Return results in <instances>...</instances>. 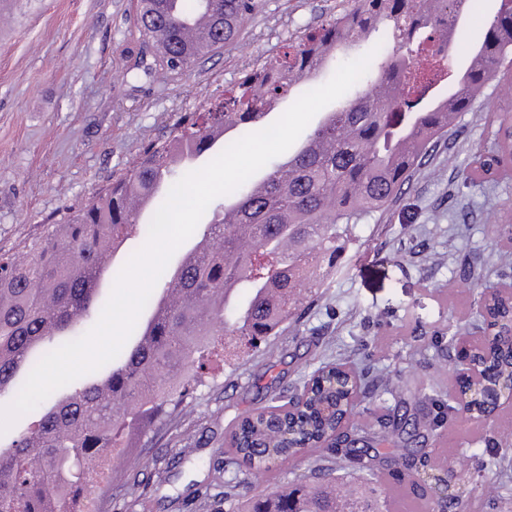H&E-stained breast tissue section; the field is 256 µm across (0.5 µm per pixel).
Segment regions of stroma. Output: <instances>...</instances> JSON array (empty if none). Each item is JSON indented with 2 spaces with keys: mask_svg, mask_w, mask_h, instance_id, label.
<instances>
[{
  "mask_svg": "<svg viewBox=\"0 0 512 512\" xmlns=\"http://www.w3.org/2000/svg\"><path fill=\"white\" fill-rule=\"evenodd\" d=\"M16 25L0 34V255L18 254L85 201L145 146L210 94L236 83L257 55L320 25L344 0H262L236 42L190 70L159 69L140 34L137 0H13ZM512 95L497 82L462 113L424 166L379 214L354 230L357 240L337 272L280 335L239 359L213 362L183 405L141 439L128 457V483L114 485L102 512H224V482L235 477L253 494L308 473L303 452L271 471L253 473L226 455L227 431L245 412L288 399L303 378L338 357L361 359L374 382L356 421L377 430L389 409L373 388L400 381V409L434 416L458 383L450 335L469 315L483 285L512 280L488 263L497 221L512 203V175L463 184L474 153L490 150L491 122ZM495 438V448L478 437ZM458 449L450 464L440 447ZM415 477L380 473L392 512L399 499L425 500L428 474L453 467L467 512H512V414L475 425L450 412L417 443ZM496 465H488L489 456Z\"/></svg>",
  "mask_w": 512,
  "mask_h": 512,
  "instance_id": "obj_1",
  "label": "stroma"
}]
</instances>
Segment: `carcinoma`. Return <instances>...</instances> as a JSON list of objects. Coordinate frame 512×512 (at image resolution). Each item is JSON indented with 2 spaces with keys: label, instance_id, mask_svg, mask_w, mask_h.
<instances>
[{
  "label": "carcinoma",
  "instance_id": "cac0c4a2",
  "mask_svg": "<svg viewBox=\"0 0 512 512\" xmlns=\"http://www.w3.org/2000/svg\"><path fill=\"white\" fill-rule=\"evenodd\" d=\"M348 7L320 26L257 56L251 71L189 112L144 148L96 195L64 213L45 236L26 246L25 256L0 257V398H15L34 366L63 342L78 338L103 302L101 278L115 269L99 265L131 234L148 230L131 207L165 201L181 161L229 146L266 128L264 118L278 101L363 36L383 30L406 53L376 54L365 78L370 88L344 99L306 142L275 163L260 179L249 178L214 210L201 240L215 236L220 248L191 270L166 268L161 292L150 295L148 318L135 325L131 344L106 366L100 380H75L54 391L48 408L28 412L29 426L0 448V512H84L102 479L101 465L118 473L135 435L147 433L189 395V381L223 356L224 337L280 334L294 321L301 289L318 288L351 241L353 227L384 211L409 181L420 160L448 135V103L468 112L477 97L468 86L512 81V0H499L494 16L473 8L459 14V0H347ZM141 32L167 67L188 69L205 53L233 42L261 0H139ZM205 12L209 27L198 44L185 41L184 22ZM469 20L485 27L461 73L448 63V26ZM494 138L502 153L481 165L508 159L512 107L497 112ZM255 236L239 246V226ZM184 293L170 302L168 293ZM512 317L495 307L472 322L460 321L452 337L484 328L488 319ZM492 384H512V353L493 362ZM364 368L338 358L315 369V385L242 418L230 432L234 462L268 470L267 459L296 453L336 433L331 452L357 465L359 474L333 476L336 460L314 459L320 477L300 475L281 489L250 496L227 485L231 512H337L327 488L352 486L349 512H382L374 496L384 462L412 468L413 454L400 451L403 428L367 432L350 423L347 394L366 388Z\"/></svg>",
  "mask_w": 512,
  "mask_h": 512
}]
</instances>
